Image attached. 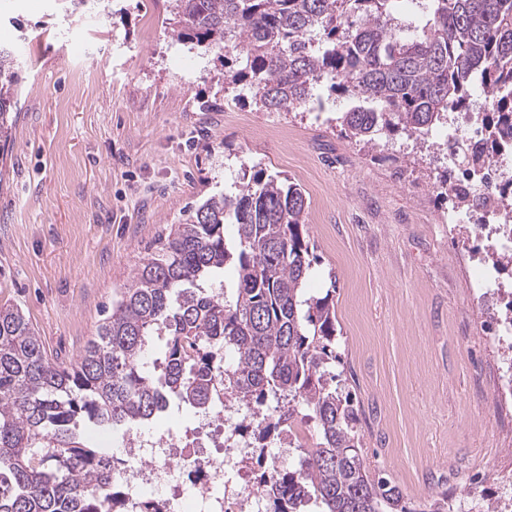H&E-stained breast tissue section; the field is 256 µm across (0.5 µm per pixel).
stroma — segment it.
Listing matches in <instances>:
<instances>
[{"label":"stroma","mask_w":512,"mask_h":512,"mask_svg":"<svg viewBox=\"0 0 512 512\" xmlns=\"http://www.w3.org/2000/svg\"><path fill=\"white\" fill-rule=\"evenodd\" d=\"M167 15L166 0H0V44L24 61L0 165V304L22 309L49 359L73 362L171 225L243 168L290 178L372 476L413 510L443 491L495 501L512 471L487 343L498 316L471 318L457 253L483 244L441 221V151L403 134L362 147L332 94L293 112L235 102L219 61L177 56Z\"/></svg>","instance_id":"35a3bbf8"}]
</instances>
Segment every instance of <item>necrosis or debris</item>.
<instances>
[{
	"instance_id": "obj_1",
	"label": "necrosis or debris",
	"mask_w": 512,
	"mask_h": 512,
	"mask_svg": "<svg viewBox=\"0 0 512 512\" xmlns=\"http://www.w3.org/2000/svg\"><path fill=\"white\" fill-rule=\"evenodd\" d=\"M448 221L476 225L485 235L484 256L466 259L472 298L485 306L503 287L491 258L512 254V198H496L481 218L457 209ZM251 419V411L234 408L231 396L222 393L199 419L191 445L169 431L151 441L128 439L125 459L112 468V480L123 490L122 512H146L158 500L164 512H269L266 490L251 480L248 465L260 460L274 475L305 437L285 429L279 444L260 449L241 432Z\"/></svg>"
}]
</instances>
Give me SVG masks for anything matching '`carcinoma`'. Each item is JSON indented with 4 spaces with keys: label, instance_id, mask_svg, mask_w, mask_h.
<instances>
[{
    "label": "carcinoma",
    "instance_id": "obj_1",
    "mask_svg": "<svg viewBox=\"0 0 512 512\" xmlns=\"http://www.w3.org/2000/svg\"><path fill=\"white\" fill-rule=\"evenodd\" d=\"M172 39L224 60V92L250 93L261 112H291L330 91L358 102L346 135L375 149L400 130L422 137L483 97L485 149H455L458 166L509 163L512 0H428L422 27L396 21L394 0H170ZM21 61L0 45V140L17 111ZM306 196L258 173L207 198L159 238L120 301L69 365L48 360L21 308L0 305V512H113L112 454L90 429L128 432L173 400L205 413L222 381L247 409L271 403L264 442L302 405L316 425L299 466L276 474L273 512H449L448 493L410 509L373 479L361 453L358 408L336 384V305L306 293L316 257L303 236ZM236 226L228 248L224 225ZM237 273L224 296V268ZM163 356L144 367L153 336ZM236 354L224 366V352Z\"/></svg>",
    "mask_w": 512,
    "mask_h": 512
}]
</instances>
